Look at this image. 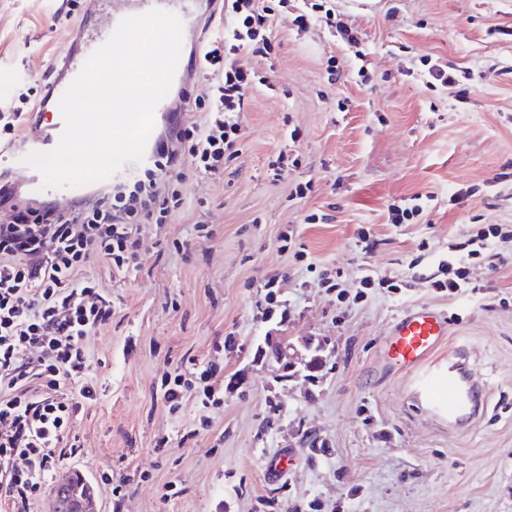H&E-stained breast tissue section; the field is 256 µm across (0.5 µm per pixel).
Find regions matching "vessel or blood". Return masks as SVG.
Instances as JSON below:
<instances>
[{
	"mask_svg": "<svg viewBox=\"0 0 512 512\" xmlns=\"http://www.w3.org/2000/svg\"><path fill=\"white\" fill-rule=\"evenodd\" d=\"M194 0H101L107 11L104 25L83 26L75 35L71 51L60 64L61 75L53 81L51 104H58L63 93L81 71L88 57L113 33L119 22L128 16L141 15L154 9L175 13L184 25L210 30L218 16V0H207L201 14H194ZM63 129L62 116L47 120L45 113H32L24 137L15 146L0 151V172L24 184L31 196L64 197L74 201L84 196V188L43 189L40 174L25 162L33 152L53 149ZM156 136H149L140 163L127 164L109 178L108 183L119 186L130 181L139 167L152 165L156 155ZM448 339V318L438 308L419 304L393 322L391 332L383 343L388 362L409 376L426 409L449 427L459 429L482 415L483 387L463 349L449 353L447 362L435 363L433 357Z\"/></svg>",
	"mask_w": 512,
	"mask_h": 512,
	"instance_id": "b4317fda",
	"label": "vessel or blood"
}]
</instances>
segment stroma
Wrapping results in <instances>:
<instances>
[{"instance_id":"stroma-1","label":"stroma","mask_w":512,"mask_h":512,"mask_svg":"<svg viewBox=\"0 0 512 512\" xmlns=\"http://www.w3.org/2000/svg\"><path fill=\"white\" fill-rule=\"evenodd\" d=\"M60 3L0 0V100L40 85L67 52L80 20L55 22ZM299 5L275 15L273 59L248 58L269 84L239 114L243 139L223 180L181 186L167 237L191 250L148 229L137 269L92 266L114 311L86 339L97 401L30 512H54L59 482L77 473L97 512H263L266 500L281 512L313 502L320 512H512V242L497 244L496 269L471 264L475 293L452 298L425 281L477 225H512V0H333L354 46L321 21L299 29ZM431 62L467 75V94L426 86ZM288 145L301 164L274 179L268 161ZM416 194L432 195L429 210L390 223L389 207ZM312 213L320 222L306 223ZM200 222L210 238H197ZM361 229L373 241L365 251ZM310 264L338 272L349 292L366 268L402 289L341 304ZM275 273L284 316L270 320L263 283ZM417 304L448 312L437 358L464 348L486 389L483 416L465 429L434 417L385 365L382 340ZM309 342L324 357L312 384L258 355ZM193 363L220 367L224 405L192 397L170 412L161 376ZM284 449L286 475L269 478L267 456Z\"/></svg>"}]
</instances>
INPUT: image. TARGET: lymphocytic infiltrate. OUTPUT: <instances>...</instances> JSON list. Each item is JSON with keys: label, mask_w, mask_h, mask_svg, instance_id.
Masks as SVG:
<instances>
[{"label": "lymphocytic infiltrate", "mask_w": 512, "mask_h": 512, "mask_svg": "<svg viewBox=\"0 0 512 512\" xmlns=\"http://www.w3.org/2000/svg\"><path fill=\"white\" fill-rule=\"evenodd\" d=\"M284 2L224 0L230 23L199 50L205 93L194 106L206 111V122L171 121L159 133L155 163L134 185L95 192L65 209L0 187V500L10 512H29L72 419L97 399L85 340L111 320L112 299L88 268L99 260L118 275L137 268L143 226L163 233L183 205L179 183L190 174L223 176L242 138L237 114L248 91L265 82L246 57L273 52V19ZM511 239L512 230L499 224L470 233L439 262L432 287L448 295L471 291L470 262H494L496 241ZM217 374L213 366L165 374L170 410L192 396L223 407Z\"/></svg>", "instance_id": "lymphocytic-infiltrate-1"}]
</instances>
